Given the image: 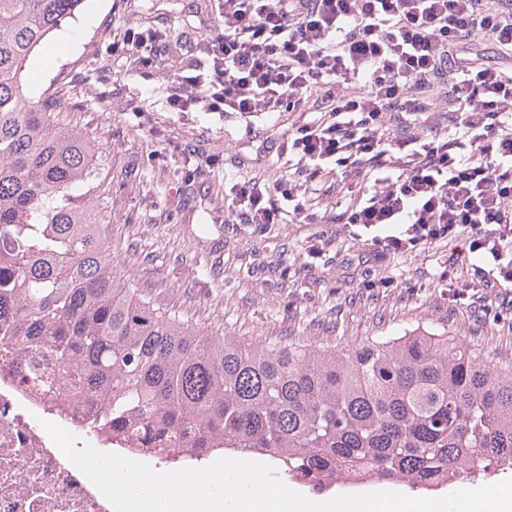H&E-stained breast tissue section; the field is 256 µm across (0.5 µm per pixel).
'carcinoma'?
<instances>
[{"mask_svg":"<svg viewBox=\"0 0 512 512\" xmlns=\"http://www.w3.org/2000/svg\"><path fill=\"white\" fill-rule=\"evenodd\" d=\"M85 0H0V354L24 382L61 367L87 433L155 439L180 465L230 450L293 477L454 489L512 471V370L495 372L445 334L412 331L343 353L249 346L137 296L84 187L98 161L82 129L51 120L24 72Z\"/></svg>","mask_w":512,"mask_h":512,"instance_id":"carcinoma-1","label":"carcinoma"}]
</instances>
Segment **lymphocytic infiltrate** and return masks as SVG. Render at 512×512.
<instances>
[{
	"instance_id": "1",
	"label": "lymphocytic infiltrate",
	"mask_w": 512,
	"mask_h": 512,
	"mask_svg": "<svg viewBox=\"0 0 512 512\" xmlns=\"http://www.w3.org/2000/svg\"><path fill=\"white\" fill-rule=\"evenodd\" d=\"M218 28L167 86L183 112H294L286 175L233 184L228 224H350L373 254L464 237L512 284V0H215ZM165 32L126 29L112 51L155 65ZM491 41L501 63L479 48ZM446 126L429 125L435 111ZM429 125L427 137L414 133ZM336 175L345 209L319 211Z\"/></svg>"
}]
</instances>
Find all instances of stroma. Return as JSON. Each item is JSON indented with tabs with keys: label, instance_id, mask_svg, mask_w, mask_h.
Segmentation results:
<instances>
[{
	"label": "stroma",
	"instance_id": "obj_1",
	"mask_svg": "<svg viewBox=\"0 0 512 512\" xmlns=\"http://www.w3.org/2000/svg\"><path fill=\"white\" fill-rule=\"evenodd\" d=\"M215 23L210 0H87L66 25L69 42L49 37L28 70L35 93L65 100L61 123L85 131L99 155L92 198L114 271L169 314L253 345L298 341L348 352L426 330L512 369V289L483 287L470 261L454 268L462 295L440 279L462 240L377 257L341 224L225 223V181L279 178L281 135L298 115L248 122L169 108L181 45ZM130 26L171 29L155 68L113 56V39ZM201 164L205 174L192 176ZM382 279L389 287H379Z\"/></svg>",
	"mask_w": 512,
	"mask_h": 512
}]
</instances>
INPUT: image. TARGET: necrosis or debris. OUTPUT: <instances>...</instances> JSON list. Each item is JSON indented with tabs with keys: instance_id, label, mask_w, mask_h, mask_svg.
<instances>
[{
	"instance_id": "1",
	"label": "necrosis or debris",
	"mask_w": 512,
	"mask_h": 512,
	"mask_svg": "<svg viewBox=\"0 0 512 512\" xmlns=\"http://www.w3.org/2000/svg\"><path fill=\"white\" fill-rule=\"evenodd\" d=\"M63 401L52 383H19L0 359V512H114L43 427L50 421L77 435L96 411L88 404L62 417Z\"/></svg>"
}]
</instances>
